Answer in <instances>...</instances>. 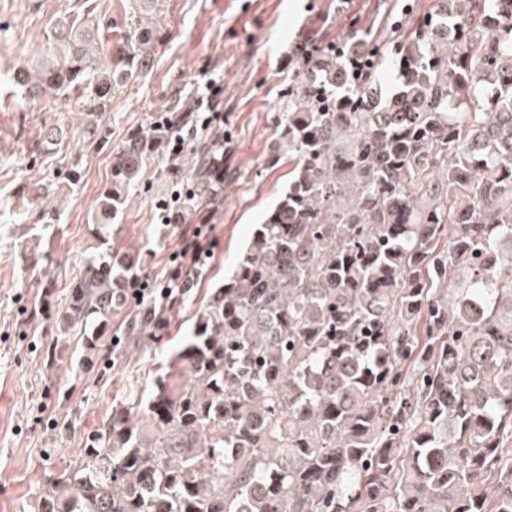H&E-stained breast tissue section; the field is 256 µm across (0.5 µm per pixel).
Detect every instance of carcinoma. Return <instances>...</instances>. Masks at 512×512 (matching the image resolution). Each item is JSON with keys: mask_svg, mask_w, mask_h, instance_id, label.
I'll list each match as a JSON object with an SVG mask.
<instances>
[{"mask_svg": "<svg viewBox=\"0 0 512 512\" xmlns=\"http://www.w3.org/2000/svg\"><path fill=\"white\" fill-rule=\"evenodd\" d=\"M84 3L14 80L98 114L161 36L114 45ZM404 34L387 95L353 42L299 58L287 190L37 512H512V2L435 0ZM164 137L112 153L61 315L86 369L137 275L112 220Z\"/></svg>", "mask_w": 512, "mask_h": 512, "instance_id": "cac0c4a2", "label": "carcinoma"}]
</instances>
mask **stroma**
I'll return each mask as SVG.
<instances>
[{"mask_svg": "<svg viewBox=\"0 0 512 512\" xmlns=\"http://www.w3.org/2000/svg\"><path fill=\"white\" fill-rule=\"evenodd\" d=\"M82 3L0 0V512H31L47 478L74 460L113 407L148 390L280 200L294 164L280 143L300 46L429 12L433 0H153L151 18L163 32L153 64L113 93L89 139L76 133L85 120L76 107L29 101L13 82ZM210 79L223 123L189 141L177 162L160 145L114 222L112 246L138 254L139 277L167 286L183 242L177 226L161 224L159 204L198 182L199 163L220 143L223 188L186 204L191 223L213 225V258L173 301L156 337L132 336L147 325L137 297L112 319L117 362L78 370L68 349L67 367L52 366L47 349L63 337L59 314L91 243L89 218L113 149L133 129L185 115ZM51 130L57 138H48Z\"/></svg>", "mask_w": 512, "mask_h": 512, "instance_id": "1", "label": "stroma"}]
</instances>
